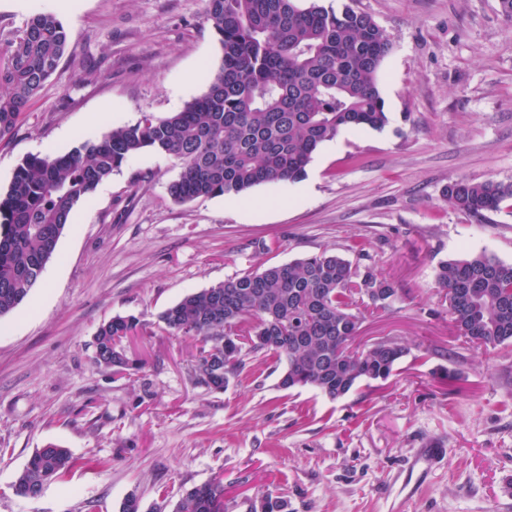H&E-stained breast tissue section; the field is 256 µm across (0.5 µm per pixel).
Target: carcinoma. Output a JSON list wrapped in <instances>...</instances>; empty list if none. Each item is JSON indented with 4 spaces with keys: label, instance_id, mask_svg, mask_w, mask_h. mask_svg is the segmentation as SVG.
<instances>
[{
    "label": "carcinoma",
    "instance_id": "carcinoma-1",
    "mask_svg": "<svg viewBox=\"0 0 512 512\" xmlns=\"http://www.w3.org/2000/svg\"><path fill=\"white\" fill-rule=\"evenodd\" d=\"M206 21L222 49L203 94L164 119L145 113L132 124L86 139L61 156L30 155L0 193V318L41 281L74 208L145 150L176 160L167 185L176 203L237 196L274 182H296L317 149L346 128L380 130L388 122L379 70L391 50L385 30L350 6L340 11L296 0H207ZM72 40L53 13L26 20L0 65V138L55 73ZM448 203L475 218L512 200V184L457 180ZM436 283L459 335L485 348L512 344V264L484 252L442 262ZM399 289L369 266L322 252L244 272L189 294L158 316L173 335L196 337L198 382L226 386L247 363H284L283 390L311 387L331 400L361 383L387 380L406 355L391 338L351 349L364 321L357 307L389 309ZM134 316L103 323L95 361L131 369L123 341ZM76 465L66 448L36 449L11 485L36 494ZM172 512H224V484L185 490Z\"/></svg>",
    "mask_w": 512,
    "mask_h": 512
}]
</instances>
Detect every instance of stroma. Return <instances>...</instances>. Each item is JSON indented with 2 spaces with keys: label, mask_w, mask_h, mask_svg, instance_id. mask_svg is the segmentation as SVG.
Returning <instances> with one entry per match:
<instances>
[{
  "label": "stroma",
  "mask_w": 512,
  "mask_h": 512,
  "mask_svg": "<svg viewBox=\"0 0 512 512\" xmlns=\"http://www.w3.org/2000/svg\"><path fill=\"white\" fill-rule=\"evenodd\" d=\"M382 27L392 51L379 72L389 121L348 128L292 182L239 197L178 204L179 172L144 151L79 203L29 298L0 318V512H119L129 493L170 512L181 493L224 484L225 512H512V344L484 350L459 336L436 273L484 252L512 263V200L478 220L453 208L448 184L512 183V23L498 0H323ZM206 0H0V64L33 14L52 12L73 41L13 132L0 139V190L31 154L63 155L84 139L164 118L205 90L221 62ZM370 243L367 261L399 288L371 310L355 346L380 337L406 355L385 382L332 400L282 390L280 368L250 366L228 386L197 382L200 342L161 330L185 295L246 271ZM279 241L266 253L261 242ZM139 324L137 359L118 375L94 361L98 327ZM444 458L406 481L419 448ZM69 448L75 467L41 496L10 485L32 453Z\"/></svg>",
  "instance_id": "obj_1"
}]
</instances>
